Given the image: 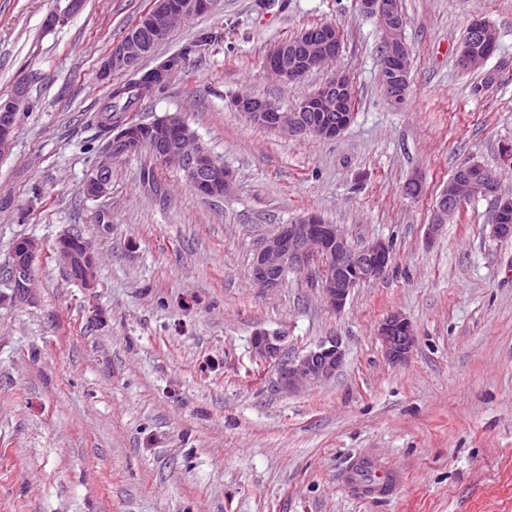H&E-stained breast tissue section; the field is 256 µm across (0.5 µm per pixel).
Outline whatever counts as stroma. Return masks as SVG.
I'll return each instance as SVG.
<instances>
[{
  "mask_svg": "<svg viewBox=\"0 0 512 512\" xmlns=\"http://www.w3.org/2000/svg\"><path fill=\"white\" fill-rule=\"evenodd\" d=\"M0 0V96L25 84L26 106L0 152V271L14 242L42 253L35 297L0 284V512H512V239L490 233L493 200L478 197L427 241L437 194L457 167L499 175L512 140V0H399L412 70L392 107L379 82L376 16L357 0H215L142 61L184 58L139 117L178 112L235 173L233 193L207 198L163 163L157 196L142 161L112 166L99 198L82 191L108 137L89 118L112 83L98 77L110 42L152 0ZM498 49L478 71L457 49L474 13ZM331 23L342 46L354 118L340 137H293L251 125L230 106L241 91L285 111L320 87L313 71L283 85L264 57L302 29ZM499 79L471 92L486 73ZM422 196L401 192L412 176ZM355 244L391 241L380 279L354 288L342 311L314 280L288 272L280 287L251 280L254 251L279 225L308 213ZM80 232L100 261L82 288L50 257ZM417 345L389 362L377 336L392 313ZM286 338L293 358L337 339L335 378L294 394L258 357L257 331ZM403 483L379 499L344 474L360 456Z\"/></svg>",
  "mask_w": 512,
  "mask_h": 512,
  "instance_id": "35a3bbf8",
  "label": "stroma"
}]
</instances>
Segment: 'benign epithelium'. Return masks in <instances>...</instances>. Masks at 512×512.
Segmentation results:
<instances>
[{
  "label": "benign epithelium",
  "instance_id": "1",
  "mask_svg": "<svg viewBox=\"0 0 512 512\" xmlns=\"http://www.w3.org/2000/svg\"><path fill=\"white\" fill-rule=\"evenodd\" d=\"M359 9L379 18L382 38L404 42L403 22L399 20L395 0H358ZM213 0H191L187 5L157 0L153 11L145 17L143 34L152 42L166 40L172 30L191 13H203L212 8ZM470 42L460 45L458 59L466 67L483 65L485 57L476 53V44L493 45L496 33L490 23L480 16L468 26ZM143 40L135 34L112 45L103 58L99 77L112 78L116 70L131 71L142 58ZM336 41V27L325 24L305 29L294 37V43H280L272 47L264 61L265 69L283 82L303 70L318 69L334 60L340 53ZM411 58L408 48L381 61L380 71L386 75L385 92L394 106L405 99L409 86ZM351 92L348 77L333 74L315 92L304 97L296 110L283 112L268 99L241 93L233 99L235 109L250 122L288 133L293 136H315L327 140L339 137L351 124L353 113L344 107ZM25 107V85L19 84L14 93L0 99V143H10L14 135L19 112ZM155 155L174 162L184 171L190 186L210 197H225L233 189V175L215 162L185 128L178 113L167 114L152 122L150 140L135 127L119 130L94 166L93 175L85 181V192L91 197L108 193L112 162L130 155L144 145ZM478 196L492 197L503 210L512 209V197L501 194L491 182L487 172L477 164H469L450 178L448 187L436 199L428 237L436 236L465 202ZM55 259L67 274L83 287H96L95 250L86 238L73 244V237L60 236L54 246ZM42 246L34 239L25 240L12 266V279L19 297L30 300L34 296L32 263ZM392 259V244L374 239L364 245L353 243L338 224H327L316 215L300 216L290 224L280 225L278 231L266 238L256 249L252 261L253 280L264 288H276L288 271H315L316 285L325 302L335 311L344 308L348 296L357 286L379 279ZM378 335L384 352L393 364L405 362L412 352L416 336L410 321L399 313L387 316L379 325ZM286 337L259 331L251 340L252 349L266 361L280 363L277 384L285 392H296L310 384L332 379L344 361L340 343L331 339L320 343L292 359H283Z\"/></svg>",
  "mask_w": 512,
  "mask_h": 512
}]
</instances>
